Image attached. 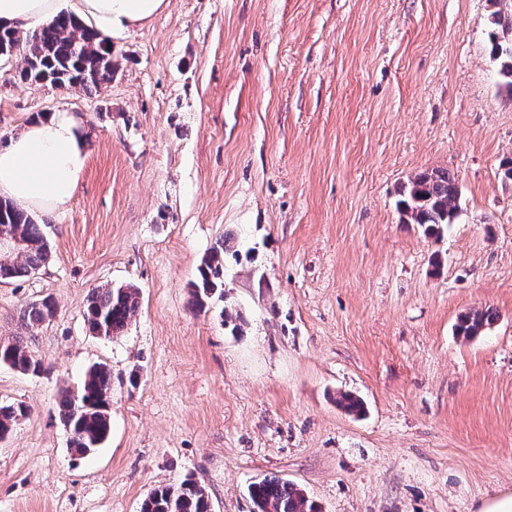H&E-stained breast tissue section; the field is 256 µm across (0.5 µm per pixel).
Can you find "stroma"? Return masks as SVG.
<instances>
[{
	"label": "stroma",
	"instance_id": "1",
	"mask_svg": "<svg viewBox=\"0 0 512 512\" xmlns=\"http://www.w3.org/2000/svg\"><path fill=\"white\" fill-rule=\"evenodd\" d=\"M493 9L168 0L113 39L95 94L22 81L23 52L0 59V147L68 112L89 153L44 223L48 265L0 282V340L42 365L0 367V403L29 409L0 439V512H140L188 476L213 512H251L264 476L321 512H480L512 494V97L493 78ZM432 170L461 193L439 238L397 209ZM227 232V297L195 311L190 284ZM107 285L139 292L110 338L84 322ZM47 296L54 317L23 322ZM485 307L496 323L455 336ZM95 363L112 371V433L76 463L58 403ZM496 318V313L490 308L466 311L457 317L455 333L457 336L471 339L491 326Z\"/></svg>",
	"mask_w": 512,
	"mask_h": 512
}]
</instances>
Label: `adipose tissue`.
I'll use <instances>...</instances> for the list:
<instances>
[{
    "mask_svg": "<svg viewBox=\"0 0 512 512\" xmlns=\"http://www.w3.org/2000/svg\"><path fill=\"white\" fill-rule=\"evenodd\" d=\"M66 0H0V25L34 30L63 11ZM166 0H78L80 17L105 37L144 24ZM88 162L84 128L73 115L36 119L0 147V196L52 218L66 211Z\"/></svg>",
    "mask_w": 512,
    "mask_h": 512,
    "instance_id": "obj_1",
    "label": "adipose tissue"
}]
</instances>
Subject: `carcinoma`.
I'll return each instance as SVG.
<instances>
[{"mask_svg": "<svg viewBox=\"0 0 512 512\" xmlns=\"http://www.w3.org/2000/svg\"><path fill=\"white\" fill-rule=\"evenodd\" d=\"M498 9L491 13L488 31L489 54L495 67L496 84L512 97V0H494ZM0 43L14 50L25 47L24 67L20 79L31 83L49 79L65 87H76L91 94L112 80L117 64L112 55V42L71 14L61 13L29 38L16 29L0 25ZM398 209L405 224H417L427 234L443 235L457 220L460 190L448 171L421 173L409 180L400 191ZM25 242L22 252L8 265L0 264V280L30 277L50 260L51 245L41 225L26 210L0 199V227ZM234 237L228 233L219 238L198 267L191 284L192 306L206 309L224 294V256L233 251ZM139 308L137 289L128 286L97 288L88 297L85 322L96 336L112 337L123 332ZM56 313L50 298L29 305L22 318L29 323H43ZM496 320L490 309H473L460 314L455 324L456 335L471 339L480 335ZM0 365L22 373H36L41 366L14 339L0 345ZM112 378L104 364H93L84 373L80 385L65 393L60 414L69 433L72 456L83 459L102 447L111 434ZM337 403L351 414L364 409L362 400L342 393ZM22 405L0 406V439L11 433L26 417ZM248 493L256 512H319L297 485L276 477H265L250 484ZM209 495L199 481L186 477L159 486L143 500L140 512H210Z\"/></svg>", "mask_w": 512, "mask_h": 512, "instance_id": "1", "label": "carcinoma"}]
</instances>
